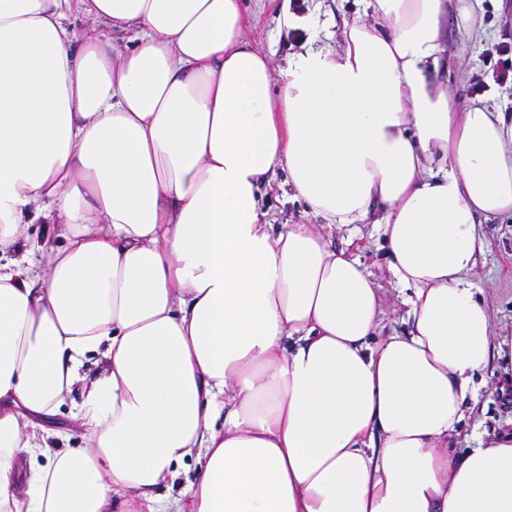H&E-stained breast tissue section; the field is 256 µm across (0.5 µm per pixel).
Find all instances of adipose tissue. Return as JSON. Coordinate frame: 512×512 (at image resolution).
<instances>
[{"mask_svg":"<svg viewBox=\"0 0 512 512\" xmlns=\"http://www.w3.org/2000/svg\"><path fill=\"white\" fill-rule=\"evenodd\" d=\"M365 2L276 74L244 0H0V253L49 227L0 264V512H512V435L450 449L512 216V124L428 74L478 0ZM279 171L316 223H269ZM370 222L404 335L328 242ZM74 411L73 403H69L66 406L62 407L59 411L58 415L53 418V421L50 423H45L46 427L53 429H61L67 430L69 434H72L70 439H64L62 441L55 439L54 444H52V451L59 452L65 450L67 447L70 448H78V447H86L89 445L87 439L82 437L80 432H76L72 429L71 424V414Z\"/></svg>","mask_w":512,"mask_h":512,"instance_id":"ef3b65f1","label":"adipose tissue"}]
</instances>
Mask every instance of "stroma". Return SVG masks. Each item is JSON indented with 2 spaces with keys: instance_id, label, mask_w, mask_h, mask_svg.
I'll return each instance as SVG.
<instances>
[{
  "instance_id": "35a3bbf8",
  "label": "stroma",
  "mask_w": 512,
  "mask_h": 512,
  "mask_svg": "<svg viewBox=\"0 0 512 512\" xmlns=\"http://www.w3.org/2000/svg\"><path fill=\"white\" fill-rule=\"evenodd\" d=\"M249 21L244 31L246 40L265 54L274 69H282L288 59L301 51L305 43L337 50L342 45L346 22L362 14V0H246ZM308 18L303 28H290L281 23L282 13ZM483 34L474 37L449 19L445 46L449 65L439 66V79L467 97L482 96L496 102L507 122H512V86L494 82L484 53L503 38L512 37V0H481L476 17ZM485 86L475 90L476 78ZM288 176L277 172L261 188L262 201L274 224L313 223L302 202L293 200L287 185ZM481 231L489 249L481 256L471 279L489 308L492 320L493 352L487 368L478 373L471 384L473 397L467 402L466 417L459 434L452 441L456 454H465L480 442L512 433V405L498 398L504 386L512 387V218L482 225ZM333 247L357 257L380 290L384 314L383 332H404L409 327L406 294L392 282L386 268L382 242L373 225L360 229L337 226L329 238Z\"/></svg>"
}]
</instances>
